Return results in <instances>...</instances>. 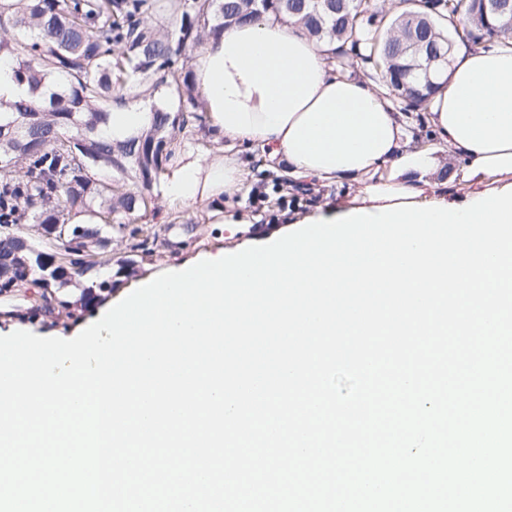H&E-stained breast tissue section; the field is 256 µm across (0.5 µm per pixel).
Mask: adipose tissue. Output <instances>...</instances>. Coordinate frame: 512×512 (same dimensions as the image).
Returning a JSON list of instances; mask_svg holds the SVG:
<instances>
[{"label": "adipose tissue", "instance_id": "ef3b65f1", "mask_svg": "<svg viewBox=\"0 0 512 512\" xmlns=\"http://www.w3.org/2000/svg\"><path fill=\"white\" fill-rule=\"evenodd\" d=\"M191 70L210 125L229 145L209 157L177 149L165 176L171 203L232 192L247 166L237 144L280 158L292 177L363 182L370 211L415 201L442 168L412 148L401 113L363 82L334 72L323 44L291 21L264 16L229 25L195 54ZM427 121L461 162L453 180L498 188L512 175V43L458 49Z\"/></svg>", "mask_w": 512, "mask_h": 512}]
</instances>
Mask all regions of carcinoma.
Returning <instances> with one entry per match:
<instances>
[{
    "label": "carcinoma",
    "instance_id": "1",
    "mask_svg": "<svg viewBox=\"0 0 512 512\" xmlns=\"http://www.w3.org/2000/svg\"><path fill=\"white\" fill-rule=\"evenodd\" d=\"M384 27L370 0H0V54L10 56L15 79L37 95L0 112V293L31 285L59 307H85L112 290V272L84 283L72 301L65 288L99 265L96 249L121 233L124 214L147 211V194L166 173L187 129H206V116L189 80L187 53L224 27L262 16L294 20L330 46L328 60L346 71L356 62L412 110H424L447 74L443 64L424 81L418 63L446 39L480 45L512 38V22L486 16L477 0H416ZM158 94L178 106H151L148 128L114 142L105 137L112 104ZM109 171L102 182L97 173ZM140 182L142 191L125 189ZM73 212L98 218L70 223ZM35 224L48 241L73 240L87 258L73 264L16 233Z\"/></svg>",
    "mask_w": 512,
    "mask_h": 512
}]
</instances>
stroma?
Instances as JSON below:
<instances>
[{"label":"stroma","instance_id":"35a3bbf8","mask_svg":"<svg viewBox=\"0 0 512 512\" xmlns=\"http://www.w3.org/2000/svg\"><path fill=\"white\" fill-rule=\"evenodd\" d=\"M253 157L248 175L217 203L175 207L164 196L161 184H153L154 210L124 216L125 231L113 234L107 248L114 281L111 293L87 309L47 312L39 308L40 289H29L24 301L0 296V336L8 334L9 323L14 322L42 337L73 338L98 311L114 306L159 274L264 244L282 235L290 223L312 217L318 210L352 205L360 189L359 183L352 181L326 184L310 180L298 187L285 181L282 163L266 161L258 151ZM218 205L233 216V223H213L211 212ZM140 242L146 243V251L137 250Z\"/></svg>","mask_w":512,"mask_h":512}]
</instances>
